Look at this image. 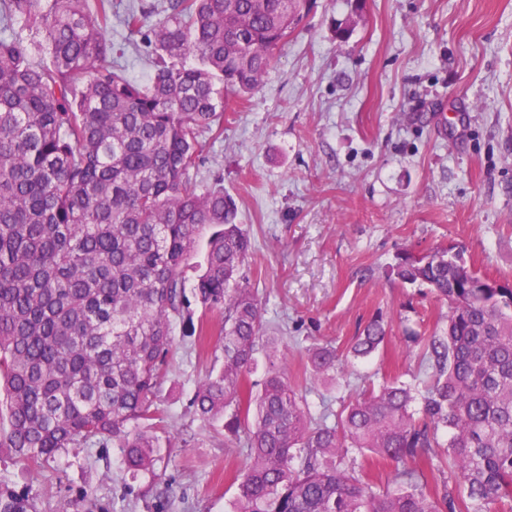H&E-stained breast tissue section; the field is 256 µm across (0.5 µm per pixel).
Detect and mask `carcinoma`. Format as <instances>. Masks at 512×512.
Wrapping results in <instances>:
<instances>
[{
	"label": "carcinoma",
	"instance_id": "carcinoma-1",
	"mask_svg": "<svg viewBox=\"0 0 512 512\" xmlns=\"http://www.w3.org/2000/svg\"><path fill=\"white\" fill-rule=\"evenodd\" d=\"M130 7L121 25L154 56L146 81L107 63L112 0H0V450L38 465L68 448L118 449L127 472H156L157 393L188 313L184 268L210 229L193 296L220 315L223 364L191 406L248 448L233 512H512V288H491L460 252L407 253L390 275L448 303L426 344L420 396L387 381L312 418L266 340L249 386L262 308L244 269L252 254L233 198L189 176L206 144L268 72L311 0H167ZM386 329L369 321L349 351L367 357ZM333 382L336 348L309 349ZM421 400L420 416L412 404ZM448 431V463L438 433ZM396 465L371 482L358 459ZM450 469L441 493L425 471ZM0 512H33L0 484Z\"/></svg>",
	"mask_w": 512,
	"mask_h": 512
}]
</instances>
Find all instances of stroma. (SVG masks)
I'll return each instance as SVG.
<instances>
[{"instance_id":"35a3bbf8","label":"stroma","mask_w":512,"mask_h":512,"mask_svg":"<svg viewBox=\"0 0 512 512\" xmlns=\"http://www.w3.org/2000/svg\"><path fill=\"white\" fill-rule=\"evenodd\" d=\"M313 2L248 101L204 133L190 176L236 200L265 333L316 416L387 379L420 384L448 305L389 276L401 253L457 246L479 274L512 279V0ZM374 318L384 349L349 357ZM325 343L344 358L328 386L306 369ZM221 363L215 334L203 347L175 337L157 399L159 428L178 442L157 465L169 497L124 472L112 447L36 467L1 454L0 479L29 489L36 512H229L246 450L191 407Z\"/></svg>"}]
</instances>
